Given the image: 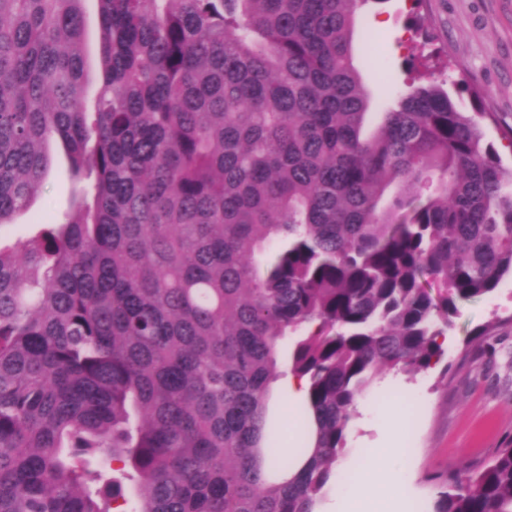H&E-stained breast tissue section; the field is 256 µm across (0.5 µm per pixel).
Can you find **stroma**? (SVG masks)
<instances>
[{
    "label": "stroma",
    "mask_w": 512,
    "mask_h": 512,
    "mask_svg": "<svg viewBox=\"0 0 512 512\" xmlns=\"http://www.w3.org/2000/svg\"><path fill=\"white\" fill-rule=\"evenodd\" d=\"M83 55L86 95L94 97L99 71L100 28L95 0L84 4ZM353 64L382 111L407 84L448 90L457 107L472 109V92L483 96L486 140L512 170V0H366L352 34ZM43 191L19 227L48 221L69 206L73 182L60 146ZM449 338L438 364L417 374L397 373L389 388L372 386L359 399L335 474L317 512H331L339 493L378 439L371 418L393 412L404 428L405 462L414 492L407 512H432L436 474L487 460L512 441V274L495 291L464 303L445 330Z\"/></svg>",
    "instance_id": "1"
}]
</instances>
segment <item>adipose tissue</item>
<instances>
[{
	"label": "adipose tissue",
	"instance_id": "1",
	"mask_svg": "<svg viewBox=\"0 0 512 512\" xmlns=\"http://www.w3.org/2000/svg\"><path fill=\"white\" fill-rule=\"evenodd\" d=\"M402 443L403 427L394 425L366 458L357 479L347 489L353 512H405L410 484L406 466L396 457ZM376 484L384 486V494H372L371 488Z\"/></svg>",
	"mask_w": 512,
	"mask_h": 512
}]
</instances>
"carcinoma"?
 <instances>
[{"label":"carcinoma","mask_w":512,"mask_h":512,"mask_svg":"<svg viewBox=\"0 0 512 512\" xmlns=\"http://www.w3.org/2000/svg\"><path fill=\"white\" fill-rule=\"evenodd\" d=\"M96 2L90 110L84 0H0V238L50 138L75 182L0 243V512H316L375 377L428 369L512 273L482 97L417 86L364 133L367 0ZM287 337L290 453L269 414ZM433 512H512V442ZM84 13L86 26L83 55L87 74L86 96L88 105L91 106L97 89V73L99 71L100 28L95 0H87L84 2Z\"/></svg>","instance_id":"1"}]
</instances>
